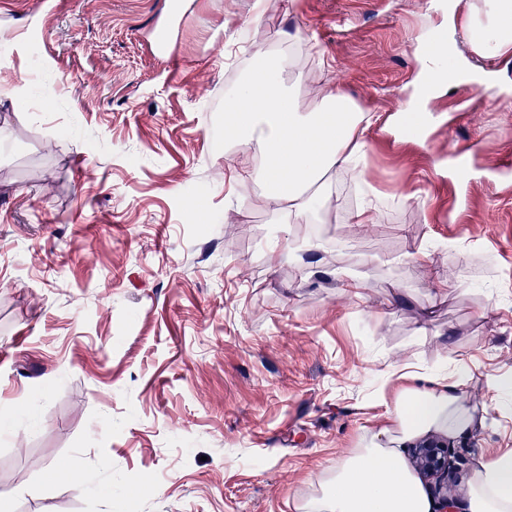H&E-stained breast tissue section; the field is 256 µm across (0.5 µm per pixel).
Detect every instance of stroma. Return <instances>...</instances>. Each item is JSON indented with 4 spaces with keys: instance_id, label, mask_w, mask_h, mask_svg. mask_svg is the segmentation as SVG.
I'll use <instances>...</instances> for the list:
<instances>
[{
    "instance_id": "35a3bbf8",
    "label": "stroma",
    "mask_w": 512,
    "mask_h": 512,
    "mask_svg": "<svg viewBox=\"0 0 512 512\" xmlns=\"http://www.w3.org/2000/svg\"><path fill=\"white\" fill-rule=\"evenodd\" d=\"M252 2L0 0V512H295L382 413L389 363L453 351L477 402L512 375V189L486 177L512 166V56L478 59L498 78L469 111L452 87L427 140L399 139L435 0ZM244 39L288 55L299 94L328 82L375 112L377 223L347 225L345 173L310 224L225 184ZM452 442L463 503L476 459L512 448V395ZM70 462L71 485L44 482Z\"/></svg>"
}]
</instances>
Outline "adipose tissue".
<instances>
[{
	"label": "adipose tissue",
	"mask_w": 512,
	"mask_h": 512,
	"mask_svg": "<svg viewBox=\"0 0 512 512\" xmlns=\"http://www.w3.org/2000/svg\"><path fill=\"white\" fill-rule=\"evenodd\" d=\"M461 6L472 53L512 55V0H449L448 10ZM376 120L334 86H324L307 103L286 86L281 71L255 72L225 104L224 124L240 156L230 177L261 182L282 222L309 221L327 204V195L313 191L327 173L345 170L365 180L359 163ZM386 380L395 390L383 402L381 420L363 428L357 447L300 497L296 512H431L402 444L431 431L454 436L473 429L477 417L512 389V378L489 376V399L471 402L475 376L450 355L432 370L391 366ZM468 498L470 512H512V449L477 460Z\"/></svg>",
	"instance_id": "adipose-tissue-1"
}]
</instances>
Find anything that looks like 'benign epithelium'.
I'll return each instance as SVG.
<instances>
[{"label":"benign epithelium","instance_id":"1","mask_svg":"<svg viewBox=\"0 0 512 512\" xmlns=\"http://www.w3.org/2000/svg\"><path fill=\"white\" fill-rule=\"evenodd\" d=\"M412 455L430 484L438 504L436 512H459V503L448 494V477L458 459L448 442L425 440L412 448Z\"/></svg>","mask_w":512,"mask_h":512}]
</instances>
